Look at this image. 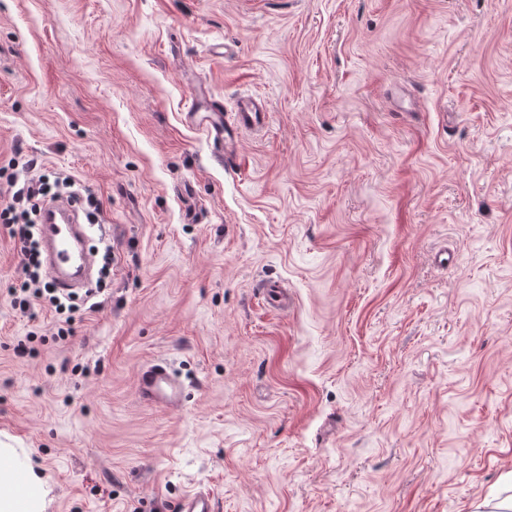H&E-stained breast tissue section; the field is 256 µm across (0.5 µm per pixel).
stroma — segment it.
Masks as SVG:
<instances>
[{"label": "stroma", "mask_w": 512, "mask_h": 512, "mask_svg": "<svg viewBox=\"0 0 512 512\" xmlns=\"http://www.w3.org/2000/svg\"><path fill=\"white\" fill-rule=\"evenodd\" d=\"M195 78L265 99L242 163L185 122ZM30 160L97 195L112 253L62 340L0 229V442L47 512L512 485V0H0V170ZM155 359L179 410L138 399ZM177 510L179 512H215L216 503L209 491L192 490L180 500Z\"/></svg>", "instance_id": "stroma-1"}]
</instances>
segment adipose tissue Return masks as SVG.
I'll list each match as a JSON object with an SVG mask.
<instances>
[{"label": "adipose tissue", "mask_w": 512, "mask_h": 512, "mask_svg": "<svg viewBox=\"0 0 512 512\" xmlns=\"http://www.w3.org/2000/svg\"><path fill=\"white\" fill-rule=\"evenodd\" d=\"M49 493L30 456L0 448V512H45Z\"/></svg>", "instance_id": "1"}]
</instances>
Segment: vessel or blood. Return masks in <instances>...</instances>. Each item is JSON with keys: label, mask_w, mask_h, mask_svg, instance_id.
<instances>
[{"label": "vessel or blood", "mask_w": 512, "mask_h": 512, "mask_svg": "<svg viewBox=\"0 0 512 512\" xmlns=\"http://www.w3.org/2000/svg\"><path fill=\"white\" fill-rule=\"evenodd\" d=\"M202 87H193L192 102L185 119L200 128L211 141L215 156L220 160H233L239 154V138L247 132L266 128L268 112L262 98L242 97L235 112L224 113L221 108L208 104ZM78 213L71 203L54 201L44 209L42 220L45 262L50 278L62 292L74 290L81 280L89 278L94 267L91 254H84L78 266H71L72 242L87 243L88 236ZM137 394L150 406L167 409L178 408L184 399V386L163 360L143 367L137 377ZM178 512H216L215 499L209 491L187 492L178 504Z\"/></svg>", "instance_id": "1"}]
</instances>
